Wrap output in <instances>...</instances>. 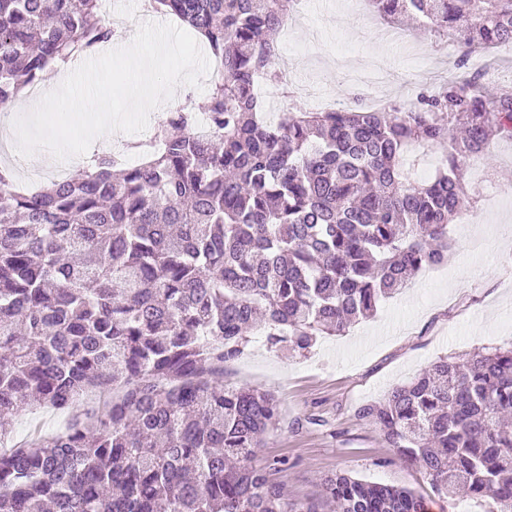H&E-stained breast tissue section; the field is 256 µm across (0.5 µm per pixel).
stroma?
<instances>
[{"label":"stroma","mask_w":512,"mask_h":512,"mask_svg":"<svg viewBox=\"0 0 512 512\" xmlns=\"http://www.w3.org/2000/svg\"><path fill=\"white\" fill-rule=\"evenodd\" d=\"M391 29L366 0H302L277 38L293 103L340 104L361 98L367 105L408 103L432 80L419 77L416 53L429 56L442 78H482L475 54L446 57L445 39L416 25H400L403 44L389 41ZM178 41L152 71L142 73L143 88L155 79L185 75L180 96L204 105L213 58L177 26ZM131 53L116 46L96 56L103 94L124 110L129 92L115 83L128 70ZM93 113L53 122L33 121L27 110L10 108L0 116V148L26 138L52 152L113 151L115 143L92 133ZM463 180L473 203L450 227L454 250L447 265L418 272L407 288L382 301L376 313L341 336H322L303 356L267 349L253 331L244 354L226 369L228 381L271 391L279 401V422L259 448L253 464L269 470L290 499L320 501L324 476L344 472L356 478L432 492L418 467L392 459L380 429L358 416L361 406L384 398L421 369L439 359L512 345V141L493 140L487 155L467 161ZM68 414L43 406L17 417L12 435L23 442L36 434L67 429Z\"/></svg>","instance_id":"35a3bbf8"}]
</instances>
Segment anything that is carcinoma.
Returning <instances> with one entry per match:
<instances>
[{
	"mask_svg": "<svg viewBox=\"0 0 512 512\" xmlns=\"http://www.w3.org/2000/svg\"><path fill=\"white\" fill-rule=\"evenodd\" d=\"M368 2L469 51L512 50V0ZM299 3L151 0L220 63L209 134H194L188 96L134 165L96 152L38 189L0 168V438L33 402L72 415L0 451V512H427L411 490L342 472L321 479V502L288 499L252 465L278 400L224 372L256 325L270 350L303 355L448 259L462 166L512 140V87L448 80L408 106L271 123L256 78L281 86L271 36ZM115 39L101 0H0V105ZM418 145L443 159L416 182L402 159ZM86 389L121 397L82 413ZM358 416L438 498L512 512V346L441 359Z\"/></svg>",
	"mask_w": 512,
	"mask_h": 512,
	"instance_id": "obj_1",
	"label": "carcinoma"
}]
</instances>
